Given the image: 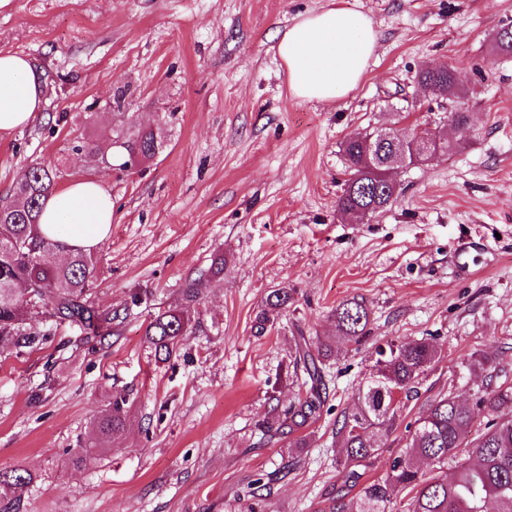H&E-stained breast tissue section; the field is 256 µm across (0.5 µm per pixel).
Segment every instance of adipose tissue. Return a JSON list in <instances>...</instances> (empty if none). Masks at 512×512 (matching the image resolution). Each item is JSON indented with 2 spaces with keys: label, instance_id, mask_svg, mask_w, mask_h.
<instances>
[{
  "label": "adipose tissue",
  "instance_id": "obj_1",
  "mask_svg": "<svg viewBox=\"0 0 512 512\" xmlns=\"http://www.w3.org/2000/svg\"><path fill=\"white\" fill-rule=\"evenodd\" d=\"M376 49L370 19L341 7L300 16L277 45L291 94L325 103L358 88ZM42 101L43 86L30 59L0 53V134L28 124ZM111 226L112 198L95 180L53 192L40 216L44 235L64 237L69 246L85 251L105 241Z\"/></svg>",
  "mask_w": 512,
  "mask_h": 512
}]
</instances>
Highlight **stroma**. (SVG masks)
Returning a JSON list of instances; mask_svg holds the SVG:
<instances>
[{
	"instance_id": "1",
	"label": "stroma",
	"mask_w": 512,
	"mask_h": 512,
	"mask_svg": "<svg viewBox=\"0 0 512 512\" xmlns=\"http://www.w3.org/2000/svg\"><path fill=\"white\" fill-rule=\"evenodd\" d=\"M340 6L366 15L377 50L359 87L331 105L294 98L277 52L300 15ZM512 0H12L0 10V52L41 71L45 105L0 136V199L31 164L56 186L95 179L111 194L112 229L95 249L103 310L140 306L101 342L51 320L49 341L0 352V471L32 475L25 512H329L348 487L336 422L368 378L378 347L435 338L385 448L364 466L385 476L427 401L475 402L485 384L512 388V57L492 38ZM458 69L471 125L447 131L445 97L416 81ZM391 124L446 130L454 147L397 179L401 193L361 223L336 200L348 177L341 145ZM162 144L134 168L89 161L139 130ZM224 259L175 356L145 342L150 318ZM294 291L269 333L252 329L265 295ZM365 299L370 333L327 362L329 411L295 448L260 438L269 409L304 389L289 368L297 332L334 333L331 315ZM129 399L125 430L83 467L71 453L94 438L113 394ZM271 475L264 503L242 490Z\"/></svg>"
}]
</instances>
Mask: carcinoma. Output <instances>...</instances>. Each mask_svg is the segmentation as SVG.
Here are the masks:
<instances>
[{"label":"carcinoma","mask_w":512,"mask_h":512,"mask_svg":"<svg viewBox=\"0 0 512 512\" xmlns=\"http://www.w3.org/2000/svg\"><path fill=\"white\" fill-rule=\"evenodd\" d=\"M500 55L512 56V24L501 27L494 39ZM457 70L446 65L439 70L423 69L419 85L433 95L455 96L460 88ZM152 129L139 131L125 145L128 154L140 159L154 157L161 142ZM349 172L342 194L336 201L340 215L351 219L361 210L370 215L391 205L393 189L382 177L385 165L375 159V139L350 137L342 144ZM57 174L43 164L27 167L16 180L9 208L0 212V347L9 346L15 354L31 352L46 341L37 323L44 317L76 326L93 338L111 335L112 323L120 311L104 312L92 300L98 281V258L93 252L69 247L61 239H49L39 231L38 217L44 200L54 192ZM223 272L222 259L216 258L203 278L183 290L181 302L153 316L144 336L154 353L170 358L182 338L196 326L192 311L200 303L207 285ZM294 304L292 290H271L262 300L253 321L254 333L263 336ZM335 334L311 344L304 335L295 339L293 370L303 368L308 389L283 410L273 408L275 416L263 425V432L274 429L292 434L317 422L323 414V370L336 344L359 343L369 332L371 311L355 297L336 306L332 314ZM377 359L369 379L358 390L354 407L344 413L336 428V447L342 449L350 478L358 481L357 467L377 456L384 438L394 429L400 409L396 395L416 392L421 375L440 354L430 340L391 343L376 351ZM476 404L495 411L512 407V391L484 392ZM126 399L112 398V411L96 426V439L114 436L123 428ZM475 409L452 397L429 401L414 422L406 452L395 457L387 475L363 485L360 493L339 492L330 512H392L395 488H410L414 495L405 512H512V418L489 421L486 431L471 449L472 460L456 467L453 478L440 476L448 467V456L462 447L463 437L474 421ZM429 461L435 474L421 471ZM32 480L22 468L0 472V512H24L16 490ZM267 484L259 477L251 481L245 496L255 503L265 500Z\"/></svg>","instance_id":"carcinoma-1"}]
</instances>
